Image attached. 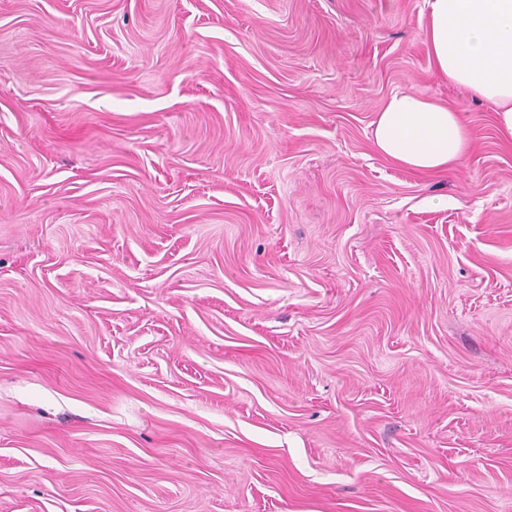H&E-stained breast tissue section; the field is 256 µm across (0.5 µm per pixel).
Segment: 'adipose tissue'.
Returning a JSON list of instances; mask_svg holds the SVG:
<instances>
[{
	"mask_svg": "<svg viewBox=\"0 0 512 512\" xmlns=\"http://www.w3.org/2000/svg\"><path fill=\"white\" fill-rule=\"evenodd\" d=\"M424 39L433 72L493 104L512 137V0H428ZM372 141L393 164L424 173L451 168L470 148L458 110L402 91L377 110Z\"/></svg>",
	"mask_w": 512,
	"mask_h": 512,
	"instance_id": "ef3b65f1",
	"label": "adipose tissue"
}]
</instances>
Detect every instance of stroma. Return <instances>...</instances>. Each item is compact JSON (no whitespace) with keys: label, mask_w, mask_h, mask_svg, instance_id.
<instances>
[{"label":"stroma","mask_w":512,"mask_h":512,"mask_svg":"<svg viewBox=\"0 0 512 512\" xmlns=\"http://www.w3.org/2000/svg\"><path fill=\"white\" fill-rule=\"evenodd\" d=\"M427 11L0 0V512H512V140ZM371 125L375 149L393 164L416 172L448 170L470 148L458 110L407 92L390 94Z\"/></svg>","instance_id":"stroma-1"}]
</instances>
